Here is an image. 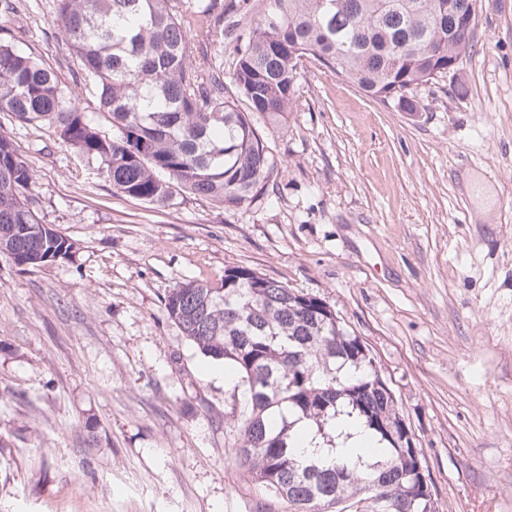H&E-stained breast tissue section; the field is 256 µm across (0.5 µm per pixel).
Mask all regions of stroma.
Returning a JSON list of instances; mask_svg holds the SVG:
<instances>
[{
    "instance_id": "obj_1",
    "label": "stroma",
    "mask_w": 512,
    "mask_h": 512,
    "mask_svg": "<svg viewBox=\"0 0 512 512\" xmlns=\"http://www.w3.org/2000/svg\"><path fill=\"white\" fill-rule=\"evenodd\" d=\"M21 4L0 38L75 87L53 0ZM460 78L395 112L306 63L299 107L256 120L282 165L240 210L145 208L0 112L42 221L80 245L27 270L0 257V512H254L224 428L238 393L164 306L228 265L320 296L360 336L439 512H512V0H479Z\"/></svg>"
}]
</instances>
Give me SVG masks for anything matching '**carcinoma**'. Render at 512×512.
Instances as JSON below:
<instances>
[{"label":"carcinoma","mask_w":512,"mask_h":512,"mask_svg":"<svg viewBox=\"0 0 512 512\" xmlns=\"http://www.w3.org/2000/svg\"><path fill=\"white\" fill-rule=\"evenodd\" d=\"M54 0L53 24L80 62L79 91L0 39V112L45 126L98 165L115 192L148 207L178 196L247 208L281 164L252 115L275 121L299 105L308 60L397 112L418 111V86L460 69L472 0H267L245 34L224 15L249 0ZM240 42L224 71V36ZM205 52L191 58V42ZM97 102L107 126L81 106ZM32 173L0 134V255L25 270L71 262L72 238L46 226ZM169 318L235 377L243 411L224 417L233 455L263 512H438L421 452L394 392L360 337L320 297L228 265L218 283L185 280L164 298ZM387 456L365 473L338 448L341 415ZM316 429L336 458L302 466L294 426Z\"/></svg>","instance_id":"carcinoma-1"}]
</instances>
